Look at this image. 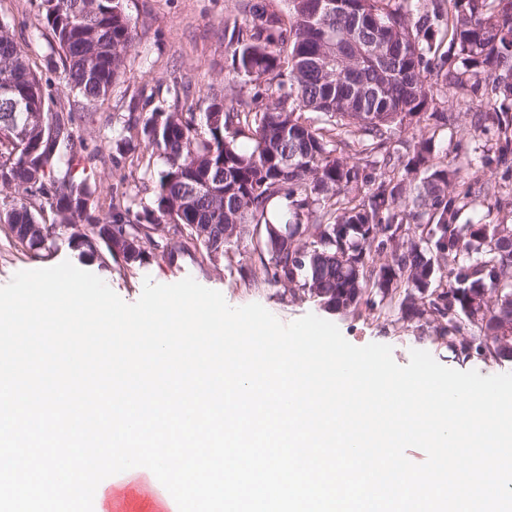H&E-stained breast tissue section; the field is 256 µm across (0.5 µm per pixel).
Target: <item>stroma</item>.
Returning a JSON list of instances; mask_svg holds the SVG:
<instances>
[{"label": "stroma", "instance_id": "1", "mask_svg": "<svg viewBox=\"0 0 512 512\" xmlns=\"http://www.w3.org/2000/svg\"><path fill=\"white\" fill-rule=\"evenodd\" d=\"M246 2L123 0L126 13L135 24V39L127 56L124 77L108 99L94 106L84 107L74 97L61 102L67 110L91 114L85 125L87 148L103 154L105 161L94 166L89 180L95 184L102 203H109L112 196H122L136 216L153 201L160 163L142 157L137 143L117 146L123 115L174 109L175 102L168 92L174 85L179 87L181 95L193 101L216 94L239 93L247 98L259 90V83L237 76L232 69L233 24L244 20ZM39 3L40 0H0V21L13 28L43 78L49 80L53 74L46 64L48 31L41 21ZM441 109L449 116L447 124L430 123L425 135L434 137L438 149L459 154L469 164L471 173L489 185L504 186L501 169L488 163L496 150L495 137L469 128L477 104L454 97L442 104ZM464 125L468 126V133L457 135V127ZM261 248V234L256 231L246 236L236 254L216 267L198 264L188 252L161 253L128 269L116 265L104 268L96 262L82 264L84 270L97 275L128 303L139 299L145 280L173 284L189 276L202 286L221 292L230 306L258 303L285 324L309 313L331 320L353 345H389L395 362L400 365L408 364L411 351L424 350L440 364L460 371L475 370L484 376L512 372V361L492 362L475 357L466 363L456 362L441 342L421 337L416 323L398 321L396 307L385 302L359 316L333 315L312 299L284 295L282 288L267 282L245 284L240 268L259 266ZM65 260L78 262L77 252L63 246L52 256L37 257L0 227V285L7 284L18 271L48 268Z\"/></svg>", "mask_w": 512, "mask_h": 512}]
</instances>
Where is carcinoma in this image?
<instances>
[{
	"label": "carcinoma",
	"instance_id": "carcinoma-1",
	"mask_svg": "<svg viewBox=\"0 0 512 512\" xmlns=\"http://www.w3.org/2000/svg\"><path fill=\"white\" fill-rule=\"evenodd\" d=\"M86 2L39 8L57 86L93 106L124 74L135 26L122 0ZM287 6L282 15L257 0L234 27L233 69L266 81L264 103L212 97L122 121L161 161L153 205L134 220L119 201L102 209L79 172L97 159L82 116L64 111L0 24V224L32 252L55 253L62 236L80 256L124 268L167 249L168 227L215 267L260 225L266 281L283 292L342 315L395 299L399 320L433 326L457 361L512 360L500 339L512 324V194L469 174L460 155L435 154L430 137L391 142L448 97L479 95L488 111L477 124L495 130L494 161L512 174V113L497 104L512 97V0ZM331 40L338 64H312ZM355 44L373 48L376 64L357 68ZM13 101L24 106L12 112ZM196 108L213 123H196ZM276 199L288 200V217L270 218ZM475 207L488 218L458 223Z\"/></svg>",
	"mask_w": 512,
	"mask_h": 512
}]
</instances>
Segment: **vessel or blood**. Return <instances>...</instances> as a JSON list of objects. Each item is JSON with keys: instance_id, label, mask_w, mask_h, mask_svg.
<instances>
[{"instance_id": "b4317fda", "label": "vessel or blood", "mask_w": 512, "mask_h": 512, "mask_svg": "<svg viewBox=\"0 0 512 512\" xmlns=\"http://www.w3.org/2000/svg\"><path fill=\"white\" fill-rule=\"evenodd\" d=\"M137 494H129L128 473L122 472L103 480L102 490L96 491L93 512H178L177 505L154 474L139 468ZM111 488V495H104V488Z\"/></svg>"}]
</instances>
